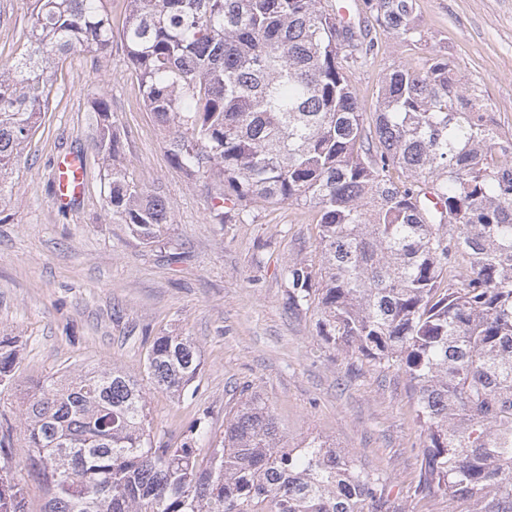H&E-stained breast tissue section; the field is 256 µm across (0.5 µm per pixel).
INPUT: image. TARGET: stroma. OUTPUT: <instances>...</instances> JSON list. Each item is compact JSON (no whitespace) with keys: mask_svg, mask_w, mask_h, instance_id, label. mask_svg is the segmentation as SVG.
Segmentation results:
<instances>
[{"mask_svg":"<svg viewBox=\"0 0 512 512\" xmlns=\"http://www.w3.org/2000/svg\"><path fill=\"white\" fill-rule=\"evenodd\" d=\"M423 38L406 48L381 33L382 49L352 72L366 107L393 63L447 60L478 84L502 130L512 129V0H416ZM30 0H0V64L20 52ZM46 123L24 151L0 198V336L21 358L0 387V426H10L12 471L30 512L47 499L25 462L19 405L37 384L85 366L144 374L161 336L195 341L201 372L178 399L146 385L154 427L179 446L194 422L219 437L229 410L259 394L289 442L315 434L384 478L393 512H460L424 490L425 434L404 370L386 367L319 334L314 309L288 304V267L320 262L317 217L303 204H260L247 221L217 223L210 202L168 159L163 131L147 111L121 43L107 58L56 57ZM110 98L123 164L142 191L161 192L171 222L146 245L107 202L101 154L93 147V93ZM75 152L85 183L68 211L53 203L58 155Z\"/></svg>","mask_w":512,"mask_h":512,"instance_id":"1","label":"stroma"}]
</instances>
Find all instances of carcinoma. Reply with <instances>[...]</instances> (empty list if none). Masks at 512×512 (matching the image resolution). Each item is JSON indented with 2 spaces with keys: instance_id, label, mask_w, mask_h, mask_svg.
<instances>
[{
  "instance_id": "cac0c4a2",
  "label": "carcinoma",
  "mask_w": 512,
  "mask_h": 512,
  "mask_svg": "<svg viewBox=\"0 0 512 512\" xmlns=\"http://www.w3.org/2000/svg\"><path fill=\"white\" fill-rule=\"evenodd\" d=\"M343 22L322 0H128L119 39L173 168L242 221L259 202L315 209L319 272L288 266L295 307L319 334L404 369L426 432L430 495L468 512H512V155L484 127L482 91L448 61L386 72L372 110L349 73L381 29L422 40L415 0H367ZM15 62L0 72V193L50 108L53 57L112 54L105 0H33ZM112 210L146 243L170 222L129 180L104 95L92 100ZM467 256L468 269L458 273ZM18 352L0 339V385ZM179 398L200 371L194 343L162 336L145 365ZM43 512H390L380 477L318 436L289 445L256 395L224 435L178 448L154 432L146 393L122 368L62 375L22 413ZM0 512H26L0 465Z\"/></svg>"
}]
</instances>
